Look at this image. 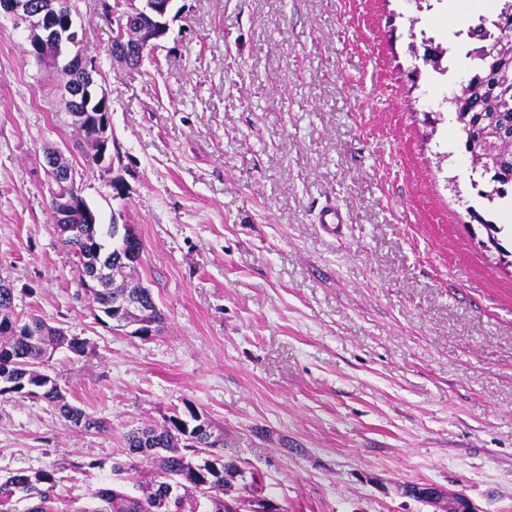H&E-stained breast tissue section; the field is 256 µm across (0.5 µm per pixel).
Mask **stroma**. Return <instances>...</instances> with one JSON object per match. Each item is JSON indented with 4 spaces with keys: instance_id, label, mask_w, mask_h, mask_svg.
<instances>
[{
    "instance_id": "35a3bbf8",
    "label": "stroma",
    "mask_w": 512,
    "mask_h": 512,
    "mask_svg": "<svg viewBox=\"0 0 512 512\" xmlns=\"http://www.w3.org/2000/svg\"><path fill=\"white\" fill-rule=\"evenodd\" d=\"M108 100L113 174L91 166L60 84L0 15V278L15 310L87 343L56 350L85 432L0 396V477L56 470L85 499L124 435L193 408L246 471L240 512H442L410 483L512 512V267L468 215L471 170L429 112L467 73L446 11L413 0H174L139 69L99 0H73ZM447 43V75L408 45ZM59 149L101 223L143 243L130 277L163 320L95 321L49 209ZM120 178L122 190L111 186ZM345 213L340 234L318 214Z\"/></svg>"
}]
</instances>
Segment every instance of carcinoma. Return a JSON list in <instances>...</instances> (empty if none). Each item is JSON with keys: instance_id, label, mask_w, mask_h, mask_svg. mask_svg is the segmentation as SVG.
<instances>
[{"instance_id": "obj_1", "label": "carcinoma", "mask_w": 512, "mask_h": 512, "mask_svg": "<svg viewBox=\"0 0 512 512\" xmlns=\"http://www.w3.org/2000/svg\"><path fill=\"white\" fill-rule=\"evenodd\" d=\"M484 17L468 30L473 48L464 84L450 101L457 140L477 175L478 208L468 207L469 216L486 232L500 261L512 258L499 235L505 227L492 220L512 209V0H499L498 34H484ZM51 216L61 246L72 257L78 279L90 272L87 260L102 262L117 276H126L123 242L113 237L114 225L87 224L80 211L71 223L57 220V206L50 203ZM118 289L112 282L92 288L84 295L95 305L101 322H112V301ZM14 291L0 288V395L22 394L42 400L56 409L75 428L102 431L107 422L70 403L55 377L48 371L47 352L59 347L75 354L85 352L77 336L61 335L62 327L42 317L14 313ZM176 412L164 424H148L125 435V454L148 463L139 484L140 493L102 484L89 494V502L77 512H169V492L179 502L178 512H239L224 504V485L242 473V461L224 453V438L206 428L181 437ZM61 478L53 470H18L0 479V512H15V504L27 503L25 512H69L68 501L57 492Z\"/></svg>"}]
</instances>
